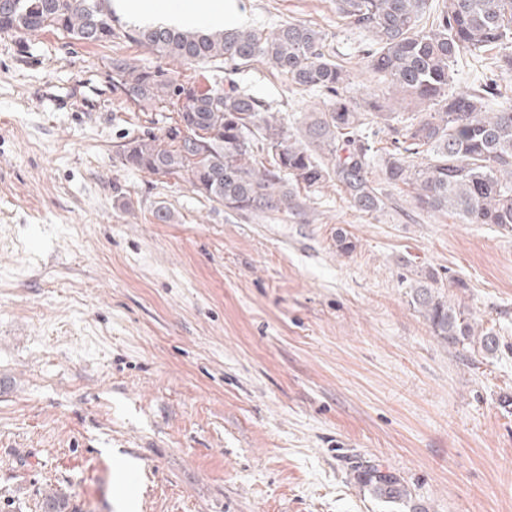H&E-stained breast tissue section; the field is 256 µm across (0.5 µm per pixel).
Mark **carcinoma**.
Instances as JSON below:
<instances>
[{"mask_svg": "<svg viewBox=\"0 0 512 512\" xmlns=\"http://www.w3.org/2000/svg\"><path fill=\"white\" fill-rule=\"evenodd\" d=\"M111 2L0 0V32L53 31L91 45L121 35L192 68L218 63L236 71L261 62L327 99L288 126L232 80L203 87L195 72L175 75L114 59L112 93L121 103L172 113L160 133L123 145L122 165L182 177L228 215L297 216L309 193L334 180L351 207L368 216L383 213L392 200L388 189L403 184L421 211L512 231V98L494 79L468 94L451 91L455 65L495 49L502 51L498 68L512 73V0H336L348 28L369 35L368 67L377 81L422 107L400 128L390 124L380 94L353 88L350 69L327 48L328 35L306 23L290 21L271 33L163 26L119 33ZM377 121L392 135L383 153L375 141L380 131L372 129ZM376 167L381 177L374 179ZM412 303L448 345L497 353L499 337L476 332L475 320L432 286L412 287ZM356 479L390 508L409 503L410 512H427L380 463L359 469Z\"/></svg>", "mask_w": 512, "mask_h": 512, "instance_id": "1", "label": "carcinoma"}]
</instances>
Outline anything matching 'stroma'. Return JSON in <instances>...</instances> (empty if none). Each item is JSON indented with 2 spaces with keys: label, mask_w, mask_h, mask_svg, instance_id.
<instances>
[{
  "label": "stroma",
  "mask_w": 512,
  "mask_h": 512,
  "mask_svg": "<svg viewBox=\"0 0 512 512\" xmlns=\"http://www.w3.org/2000/svg\"><path fill=\"white\" fill-rule=\"evenodd\" d=\"M234 4L241 27L324 31L376 86L334 0ZM116 58L161 62L0 34V512H389L365 460L429 512H512V232L403 185L375 218L332 181L300 217L225 214L119 164L152 115L118 107ZM234 79L287 122L324 105L262 65ZM431 273L500 351L434 336L410 298ZM357 472L356 479L378 501L388 507H396L411 502V493L400 477L385 468L381 463H371Z\"/></svg>",
  "instance_id": "obj_1"
}]
</instances>
